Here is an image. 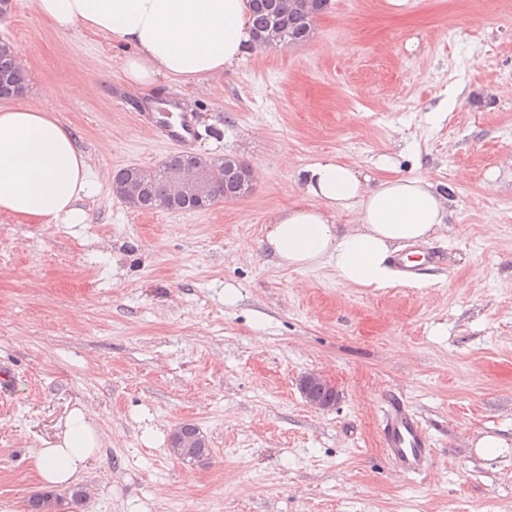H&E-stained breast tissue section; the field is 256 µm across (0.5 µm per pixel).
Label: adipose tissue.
Returning <instances> with one entry per match:
<instances>
[{"label":"adipose tissue","instance_id":"adipose-tissue-1","mask_svg":"<svg viewBox=\"0 0 512 512\" xmlns=\"http://www.w3.org/2000/svg\"><path fill=\"white\" fill-rule=\"evenodd\" d=\"M37 13L66 34L79 28L107 34L120 51L127 84H180L235 71L251 56L247 0H34ZM305 200L281 209L260 241L264 255L294 270L328 266L338 283L386 288L396 273L393 252L427 241L451 214V198L417 173L372 179L336 157L300 171ZM99 182L74 130L36 103L0 106V213L21 222L82 224L84 199ZM357 222L339 229L333 217ZM103 446L86 408L73 407L35 466L40 482L66 490L80 483Z\"/></svg>","mask_w":512,"mask_h":512}]
</instances>
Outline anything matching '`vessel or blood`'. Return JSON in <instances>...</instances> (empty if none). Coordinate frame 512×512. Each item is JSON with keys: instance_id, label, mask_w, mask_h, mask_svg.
I'll return each mask as SVG.
<instances>
[{"instance_id": "1", "label": "vessel or blood", "mask_w": 512, "mask_h": 512, "mask_svg": "<svg viewBox=\"0 0 512 512\" xmlns=\"http://www.w3.org/2000/svg\"><path fill=\"white\" fill-rule=\"evenodd\" d=\"M141 118L153 134L164 140L186 145L196 133L190 113H180L177 120H170L165 114L153 111L148 98L142 101ZM442 261V252L434 249L416 254L400 253L394 258L395 266L407 277L420 268L439 266ZM381 438L386 456L402 473L412 475L425 470L432 455L430 436L414 410L399 397L386 402Z\"/></svg>"}]
</instances>
